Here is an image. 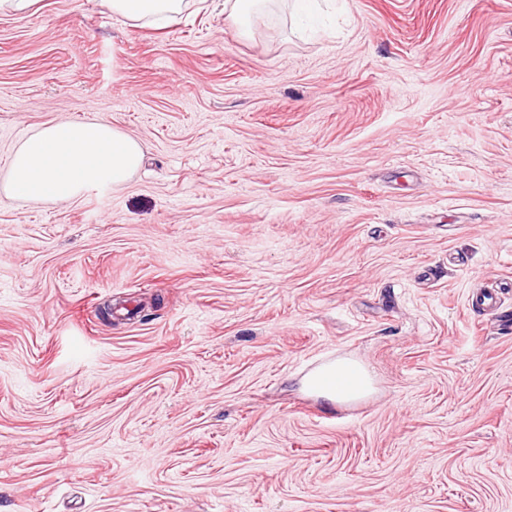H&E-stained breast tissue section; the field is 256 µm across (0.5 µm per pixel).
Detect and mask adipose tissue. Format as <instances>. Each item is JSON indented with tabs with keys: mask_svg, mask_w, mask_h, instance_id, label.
Masks as SVG:
<instances>
[{
	"mask_svg": "<svg viewBox=\"0 0 512 512\" xmlns=\"http://www.w3.org/2000/svg\"><path fill=\"white\" fill-rule=\"evenodd\" d=\"M113 15L155 25L186 10L189 0H107ZM135 137L100 121L61 120L42 125L13 151L6 191L27 201L65 202L125 184L140 168ZM319 396L333 403L358 400L372 388L369 372L352 359L336 360Z\"/></svg>",
	"mask_w": 512,
	"mask_h": 512,
	"instance_id": "1",
	"label": "adipose tissue"
}]
</instances>
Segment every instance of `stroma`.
Here are the masks:
<instances>
[{
	"mask_svg": "<svg viewBox=\"0 0 512 512\" xmlns=\"http://www.w3.org/2000/svg\"><path fill=\"white\" fill-rule=\"evenodd\" d=\"M71 118L145 159L0 191V512H512V0L0 15V187ZM277 0H225L224 13L232 21L238 36L248 37L252 34L264 9ZM142 158L140 141L108 123L49 122L13 151L6 191L33 202L71 201L122 186L140 168ZM327 378L334 380L336 386L328 385ZM340 383L343 386L339 387ZM303 384L313 393L332 403H342L365 397L372 389V378L359 362L353 359H339L330 366V372L318 381L317 386L323 388L311 387L307 378Z\"/></svg>",
	"mask_w": 512,
	"mask_h": 512,
	"instance_id": "1",
	"label": "stroma"
}]
</instances>
